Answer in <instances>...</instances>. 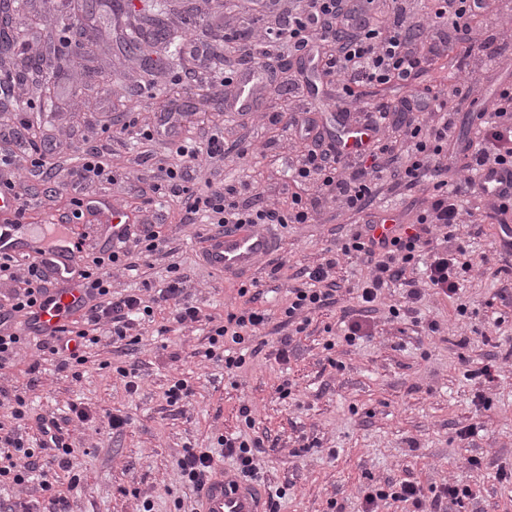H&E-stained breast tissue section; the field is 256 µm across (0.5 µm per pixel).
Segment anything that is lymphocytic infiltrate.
<instances>
[{
    "instance_id": "obj_1",
    "label": "lymphocytic infiltrate",
    "mask_w": 512,
    "mask_h": 512,
    "mask_svg": "<svg viewBox=\"0 0 512 512\" xmlns=\"http://www.w3.org/2000/svg\"><path fill=\"white\" fill-rule=\"evenodd\" d=\"M372 2L307 0L304 7L289 11L287 24L266 27L260 36L238 48L241 59L259 55L272 61L278 59L283 47L292 53L310 52L318 42L336 47L334 53L322 57V66L336 79L338 103L363 113L362 125L373 132L374 138L354 152L336 143L314 140L293 163L291 181L296 185L320 181L343 209L361 215L359 229L342 240L339 251L368 270L367 277L356 286L357 299L367 312L383 289L397 283L406 286V300L411 304L420 299L424 286L446 297L456 294L473 265L464 245L456 244L452 249L447 246L448 241H455L468 213L462 190L475 191L482 221L512 222V197L475 190L478 177L486 169L512 170V87L498 89L493 111L476 113L478 137L467 142V154L461 160L448 148L450 113L430 90L414 84L425 56H438L442 46L453 42L470 60L473 73L465 83L450 85L448 95L461 103L468 101L475 92L476 73L499 63L505 40L512 38V18L499 20L496 32L489 34L475 25L487 9L486 0H430L429 10L420 15L411 12L409 0H388L389 17L385 20L372 14ZM389 83L409 87L408 99L397 103L364 100L363 89ZM412 110L431 113L432 118L424 123L406 120V112ZM224 153V136L219 132L211 133L203 143L191 138L176 141V161L166 166L164 178L151 186V193L178 203L183 223L210 224L219 235L234 233L245 224H306L313 220L320 199L295 192L289 193L287 206L281 207L266 203L258 193L250 202L239 203L232 186L221 191L189 190L187 182L200 155L216 158ZM456 164L464 174L465 187L461 190L448 186V172ZM386 177L408 191L432 183L433 194L419 203L413 218L399 225L392 238L377 240L369 234L376 222L370 206L380 181ZM111 179V170L100 152L87 150L73 189L74 218L83 215L86 187ZM436 230L443 233L444 247L432 244ZM167 243L159 225L149 222L129 232L124 246L117 250L93 252L86 242H78L77 259L86 300L83 311L79 317L67 319L57 333L33 339L25 327L34 310L52 299L49 275L40 257L20 261L0 254V277H19L24 283L7 298L5 306H0V370L8 367L23 347L32 344L55 361L58 371L77 380L87 361L88 348L106 336L121 349H130L139 342L142 322L153 320L156 308L167 310V320L172 324L202 322L201 309L188 299L184 274H174L150 296L112 290L114 270H135L136 258L162 253ZM336 265V259L330 258L302 273L300 285L288 291L283 325L304 332L310 313L335 303L338 287L331 273ZM238 295L243 299L241 308L228 313L223 323L209 326L204 352L206 359L223 363L229 375L236 374L247 362L239 346L248 344L271 320L270 313L258 306L259 292L244 285ZM11 402L10 421H0V488L34 482L40 495L33 500L9 499L0 506L5 512H71L68 498L56 488L58 471L73 469L75 450L66 426L55 418H39L41 440L38 447H30L26 439L30 419L27 397L17 392ZM217 442L244 477L257 476L259 456L266 451L263 439L222 435ZM472 494L470 486L446 484L427 502L417 483L402 479L368 488L364 512H375L377 502L389 498L411 504L416 512L427 505L433 512H440L443 503L457 504Z\"/></svg>"
}]
</instances>
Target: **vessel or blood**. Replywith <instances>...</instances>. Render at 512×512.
I'll list each match as a JSON object with an SVG mask.
<instances>
[{
	"label": "vessel or blood",
	"instance_id": "vessel-or-blood-1",
	"mask_svg": "<svg viewBox=\"0 0 512 512\" xmlns=\"http://www.w3.org/2000/svg\"><path fill=\"white\" fill-rule=\"evenodd\" d=\"M504 177L503 171L487 170L481 175L478 185L492 196L507 194L512 192V184L506 183ZM94 207L104 216L111 230L108 246L118 245L129 225L133 224V217L106 197L96 199ZM78 241V234L72 230L46 239H29L25 236L24 225L0 227V253L21 259L28 253L43 251L49 275L59 280L52 302L36 308L32 317V325L39 333L52 332L68 314L80 310L84 304L75 255ZM273 247V239L266 231L250 227L211 239L204 259L216 271L244 273L267 256ZM197 500L198 512H267L262 488L242 479L238 471L223 467L216 468L199 491Z\"/></svg>",
	"mask_w": 512,
	"mask_h": 512
}]
</instances>
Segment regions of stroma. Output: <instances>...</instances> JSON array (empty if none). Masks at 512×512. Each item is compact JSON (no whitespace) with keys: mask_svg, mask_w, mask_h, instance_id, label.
Segmentation results:
<instances>
[{"mask_svg":"<svg viewBox=\"0 0 512 512\" xmlns=\"http://www.w3.org/2000/svg\"><path fill=\"white\" fill-rule=\"evenodd\" d=\"M80 2L24 0L13 31L18 54L43 57L45 64L40 72L14 77L8 107L0 112V153L16 150L20 127L28 124L39 147L56 151L61 164L48 181L38 173L24 174L29 233L44 234L49 217L67 223L80 158L97 146L113 176L106 195L123 209L145 208L169 239L165 253L141 263L137 274L114 273V290L158 287L174 264L189 277L193 303L215 322L240 306L238 289L251 282L258 283L261 304L273 319L254 340L258 354L234 377L204 358L207 328L198 323L173 326L162 336L147 327L127 353L102 339L88 349L77 382L58 374L53 362L40 361L35 348L22 350L0 372V419L9 413L7 394L17 389L26 390L38 416L65 417L76 403L100 416L119 412L130 418L119 432L71 428L80 481L61 480L60 490L72 512H140L146 500L153 512H195L178 478L182 448L188 443L211 448L218 436L239 431L245 407L258 434L276 444L261 459V475L265 489L285 490L280 512H361L365 489L395 478L416 482L427 498L448 483L475 490V498L446 505L445 512H512V481L498 477L499 471H512V274L497 270L499 225H462L466 248L481 263L468 272L459 295L449 298L426 288L420 301L409 305L404 287L385 289L368 315L371 337L353 346L331 343L330 332L339 329L344 310H358L351 289L366 271L342 260L333 271L341 286L336 304L313 314L306 333L293 337L287 361H279L286 330L277 313L289 288L298 285L300 271L334 255L354 229V216L330 200L313 223L268 225L272 252L251 271L226 275L202 259L205 225L180 223L171 208L144 206L139 191L159 176L171 141L205 139L219 128L254 152L242 160L204 162L195 187L247 183L276 199L302 144L297 129L268 124V116L288 114L300 104L312 134L335 137L327 104L334 85L312 69L275 67L250 116L218 106L222 90H205L196 81L197 47L219 48L225 35L247 36L274 23L287 16L288 0L266 17L252 0H146L145 10L161 13L170 34L150 40L155 69L149 76L138 56L121 47L139 14L102 0L88 16ZM76 34L88 43V52L73 53ZM294 83L318 85L319 93L296 102L286 91ZM175 110L182 111L181 122L149 141L100 133L103 124L117 130L132 117L138 126L151 127ZM36 361L41 375L35 382L29 367ZM127 362L140 366L133 394L116 372ZM487 365L491 377L479 376ZM180 374L190 377L194 394L172 406L165 392ZM285 382L292 390L287 397L278 391ZM472 425L476 435L462 437ZM473 458L478 466H470Z\"/></svg>","mask_w":512,"mask_h":512,"instance_id":"35a3bbf8","label":"stroma"}]
</instances>
